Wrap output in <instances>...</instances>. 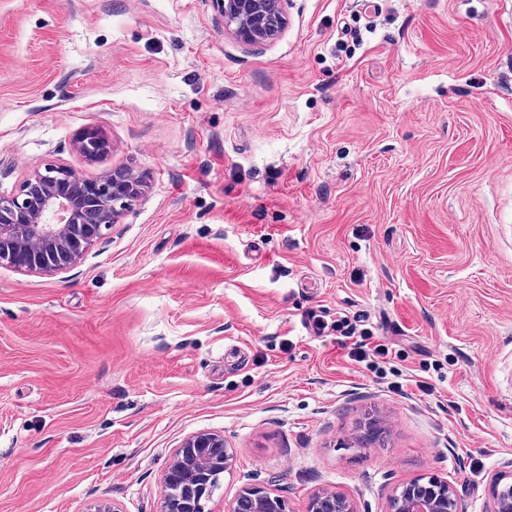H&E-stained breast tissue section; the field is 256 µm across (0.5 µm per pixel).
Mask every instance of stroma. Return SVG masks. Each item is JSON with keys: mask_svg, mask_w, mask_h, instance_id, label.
<instances>
[{"mask_svg": "<svg viewBox=\"0 0 512 512\" xmlns=\"http://www.w3.org/2000/svg\"><path fill=\"white\" fill-rule=\"evenodd\" d=\"M0 0V194L145 175L72 270L0 266V512H157L191 435L243 487L464 512L512 462V0ZM96 128L109 152L76 150ZM385 356L359 360L346 335ZM381 445L356 448L367 417ZM284 0H214L224 28L247 45L274 40L286 24ZM397 486L390 496L388 512H460L463 511L454 485L448 480L430 477Z\"/></svg>", "mask_w": 512, "mask_h": 512, "instance_id": "1", "label": "stroma"}]
</instances>
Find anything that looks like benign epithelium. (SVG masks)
I'll list each match as a JSON object with an SVG mask.
<instances>
[{
	"label": "benign epithelium",
	"instance_id": "1",
	"mask_svg": "<svg viewBox=\"0 0 512 512\" xmlns=\"http://www.w3.org/2000/svg\"><path fill=\"white\" fill-rule=\"evenodd\" d=\"M284 0H214L224 28L247 45L274 40L286 24ZM78 150L96 160L108 152L97 131L84 133ZM145 193L141 181L115 169L93 180L72 168L47 164L31 171L19 190L0 194V265L20 272L51 273L73 268L105 231ZM378 420L368 419L355 439L359 448H370L384 438ZM234 460L224 435L200 432L185 440L168 466L163 487L176 486L162 494L158 512H205L212 483ZM491 512H512V472H499L488 483ZM227 512H288L276 493L260 487L239 491ZM306 512H356L343 493L322 490L313 493ZM388 512H462L459 496L448 480L416 479L396 487Z\"/></svg>",
	"mask_w": 512,
	"mask_h": 512
}]
</instances>
